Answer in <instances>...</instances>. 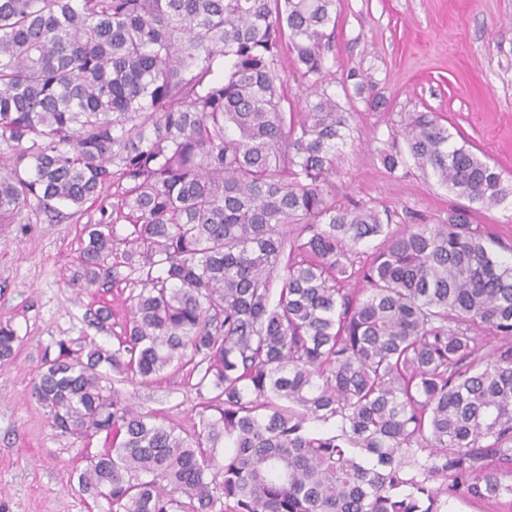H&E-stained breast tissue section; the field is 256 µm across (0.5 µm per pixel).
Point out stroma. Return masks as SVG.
<instances>
[{
    "mask_svg": "<svg viewBox=\"0 0 512 512\" xmlns=\"http://www.w3.org/2000/svg\"><path fill=\"white\" fill-rule=\"evenodd\" d=\"M328 67V93L352 114V141L336 161L337 203L388 210L395 225L447 223L459 198L416 169L392 173L382 163L383 152L403 148L409 116L427 110L512 181V0H336ZM357 73L372 77L382 106L357 95ZM111 203L104 192L101 203L58 223L28 207L19 223L0 226V321L18 336L12 359L0 362V512H111L106 499L78 488L85 455L109 441L60 435L29 397L44 352H56L58 341L118 346L130 286L89 292L72 283L81 229ZM103 305L112 317L100 324L94 312ZM120 390L140 410L183 425L203 407L185 367Z\"/></svg>",
    "mask_w": 512,
    "mask_h": 512,
    "instance_id": "35a3bbf8",
    "label": "stroma"
}]
</instances>
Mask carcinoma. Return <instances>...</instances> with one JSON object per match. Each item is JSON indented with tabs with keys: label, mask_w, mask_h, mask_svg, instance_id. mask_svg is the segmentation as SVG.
Instances as JSON below:
<instances>
[{
	"label": "carcinoma",
	"mask_w": 512,
	"mask_h": 512,
	"mask_svg": "<svg viewBox=\"0 0 512 512\" xmlns=\"http://www.w3.org/2000/svg\"><path fill=\"white\" fill-rule=\"evenodd\" d=\"M335 6L0 0V224L115 188L75 281L131 286L118 348L83 359L61 340L30 387L60 434L112 438L78 476L112 512L512 498V257L467 219L512 202V183L418 112L384 166L410 160L468 207L398 230L336 204L351 113L324 88ZM284 50L314 87L302 112ZM16 340L0 322V360ZM172 366L212 393L187 429L112 385ZM278 68L285 82L291 109L294 111L301 110L305 105L304 102L307 95L311 92V83L300 76L295 69L292 58L287 54L282 55Z\"/></svg>",
	"instance_id": "obj_1"
}]
</instances>
